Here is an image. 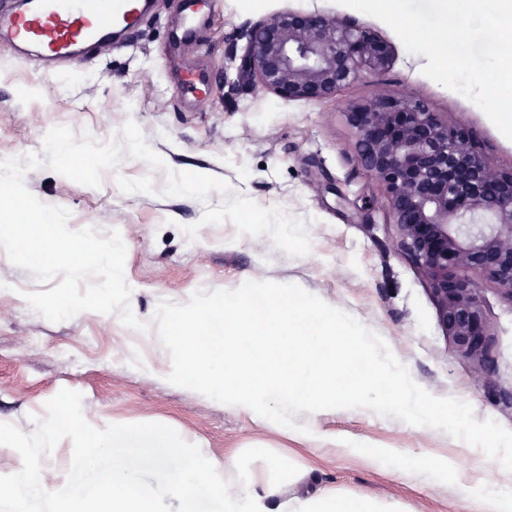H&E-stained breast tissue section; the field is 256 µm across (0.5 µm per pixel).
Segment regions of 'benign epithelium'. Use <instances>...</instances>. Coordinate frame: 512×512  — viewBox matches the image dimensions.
Wrapping results in <instances>:
<instances>
[{
    "label": "benign epithelium",
    "instance_id": "7a95c632",
    "mask_svg": "<svg viewBox=\"0 0 512 512\" xmlns=\"http://www.w3.org/2000/svg\"><path fill=\"white\" fill-rule=\"evenodd\" d=\"M239 78L287 101H320L391 64L390 47L352 18L286 11L245 28ZM357 163L384 186L395 245L421 271L457 354L490 378L479 281L512 302V170L495 169L465 130L409 96L344 112Z\"/></svg>",
    "mask_w": 512,
    "mask_h": 512
}]
</instances>
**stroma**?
I'll return each instance as SVG.
<instances>
[{"label": "stroma", "mask_w": 512, "mask_h": 512, "mask_svg": "<svg viewBox=\"0 0 512 512\" xmlns=\"http://www.w3.org/2000/svg\"><path fill=\"white\" fill-rule=\"evenodd\" d=\"M192 41L173 35L182 21L179 0H153L139 31L122 47L100 48L93 60L55 70L33 56L0 50V159L41 152L56 126L70 127L106 143L127 121L141 129L166 170L225 180L232 193L300 220L311 241L308 254L293 257L269 236L238 234L226 221L198 224L208 201L165 197L166 170L123 158L106 171L100 187L76 183L49 167L29 171L27 189L42 202L64 208L68 226L119 231L126 246L124 277L135 289L134 314L147 330L124 326L114 314L86 311L52 323L35 313L25 293L40 290L33 274L15 266L0 249V484L24 460L21 436L68 407L97 424L158 421L198 454L223 460L256 452V474L268 463L292 461L304 477L296 494L333 488L350 499H399L414 512H460L462 497L505 478L501 466L443 431L408 425L363 409L319 415L301 413L311 427L358 440V454L337 442L286 437L250 416L188 388L169 383L171 358L151 320L160 302L182 304L197 291L233 290L247 281L299 285L342 309L379 335L412 378L436 397L472 405L477 420L491 418L512 429V302L488 281L481 297L493 338V384L476 363L458 356L438 320L428 284L393 246L397 227L379 180L354 161V134L344 109L377 95L410 96L442 121L472 131L491 165L512 170V140L462 94L426 77L427 59L405 49L384 22L336 0H209ZM320 11L349 16L373 29L391 47L393 63L379 75L342 86L322 101H285L240 81L246 49L240 31L282 11ZM189 70L211 71L215 80L200 93L176 84ZM152 177L155 194L122 193L116 176ZM157 373L140 372V359ZM392 448L396 457L370 467L367 456ZM180 463L166 448H147L128 470L153 494H161Z\"/></svg>", "instance_id": "1"}]
</instances>
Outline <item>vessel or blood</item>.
<instances>
[{"instance_id":"vessel-or-blood-1","label":"vessel or blood","mask_w":512,"mask_h":512,"mask_svg":"<svg viewBox=\"0 0 512 512\" xmlns=\"http://www.w3.org/2000/svg\"><path fill=\"white\" fill-rule=\"evenodd\" d=\"M147 8V0H25L21 8L0 9V49L24 54L36 47L54 66L84 60L113 34L133 35Z\"/></svg>"}]
</instances>
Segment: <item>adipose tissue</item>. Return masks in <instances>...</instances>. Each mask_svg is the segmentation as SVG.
<instances>
[{"mask_svg":"<svg viewBox=\"0 0 512 512\" xmlns=\"http://www.w3.org/2000/svg\"><path fill=\"white\" fill-rule=\"evenodd\" d=\"M83 448L95 445L97 450L121 448L134 454L142 448H167L174 456L182 450L173 446L168 427L161 423L125 424L100 427L75 411H68L65 420L49 419L34 437L24 439L26 456L11 480L0 487L14 504L16 512H165L157 497L139 486L120 463L102 485L87 488L85 483L64 477L47 482L41 460L61 442ZM284 479H264L244 475L238 455L224 463L198 457L190 471L175 476L164 494L175 501L174 512H186L197 482H204L214 496L224 501V512H411L401 501H380L366 498L357 502L322 491L309 496H287L285 486L303 478V471L282 465ZM237 486L235 495L224 493L225 486Z\"/></svg>","mask_w":512,"mask_h":512,"instance_id":"1","label":"adipose tissue"}]
</instances>
